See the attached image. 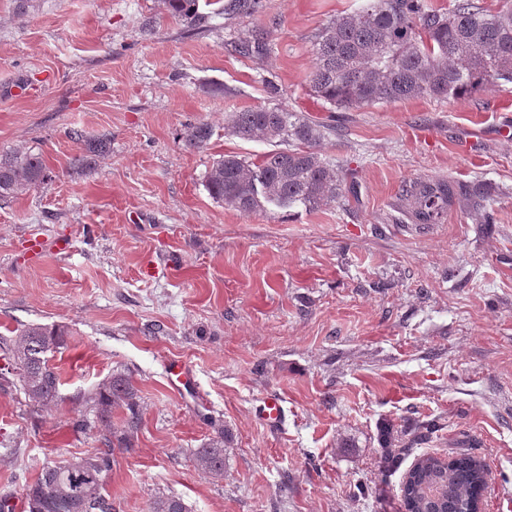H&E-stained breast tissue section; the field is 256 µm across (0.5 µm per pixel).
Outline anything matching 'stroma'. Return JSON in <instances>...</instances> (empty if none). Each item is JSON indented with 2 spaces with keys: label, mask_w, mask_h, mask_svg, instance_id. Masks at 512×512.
Wrapping results in <instances>:
<instances>
[{
  "label": "stroma",
  "mask_w": 512,
  "mask_h": 512,
  "mask_svg": "<svg viewBox=\"0 0 512 512\" xmlns=\"http://www.w3.org/2000/svg\"><path fill=\"white\" fill-rule=\"evenodd\" d=\"M261 2L257 20L209 12L191 28L164 0H31L23 13L0 0V154L33 150L51 171L0 199V340L29 323L69 331L53 358L61 401L36 414L0 386V496L24 512L44 465L97 447L70 425L73 397L121 371L142 424L104 478L112 512H149L160 493L191 512H405L415 461L460 448L491 473L483 512H512V133L499 118L512 84L342 111L319 150L354 171L355 196L245 216L204 176L218 155L256 163L277 145L229 136L228 121L257 106L325 114L305 91L313 42L364 0ZM257 23L266 53L232 52ZM199 120L210 144L186 149ZM103 134L106 156L72 168ZM420 176L492 183L495 223L457 209L401 223L398 188ZM174 360L192 366L194 395L170 386ZM269 396L283 406L274 427L257 416ZM430 419L440 430L386 470L380 425ZM220 428L233 441L215 481L191 453Z\"/></svg>",
  "instance_id": "1"
}]
</instances>
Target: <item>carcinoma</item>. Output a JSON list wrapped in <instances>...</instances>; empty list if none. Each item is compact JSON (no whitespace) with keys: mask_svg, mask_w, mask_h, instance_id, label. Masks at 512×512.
Wrapping results in <instances>:
<instances>
[{"mask_svg":"<svg viewBox=\"0 0 512 512\" xmlns=\"http://www.w3.org/2000/svg\"><path fill=\"white\" fill-rule=\"evenodd\" d=\"M172 18L188 23L204 19L199 0H165ZM217 12L251 19L260 0H215ZM268 31L256 28L235 44L243 56L266 50ZM316 65L309 76L311 95L329 109H350L402 99H458L476 90L512 83V6L492 10L481 0H455L450 10L430 0H367L353 14L328 22L315 39ZM331 131L329 125L283 106L255 107L234 113L227 133L241 140L277 141L288 149L268 153L258 163L224 154L209 169L205 188L218 203L248 216L261 202L292 209L316 210L346 195L352 173L324 158L317 146ZM213 136L204 121L187 127L184 146L206 148ZM102 135L86 141L74 161L89 169L109 151ZM51 178L44 157L32 150L0 155V197H16ZM494 188L482 181L416 177L402 183L398 201L408 222L438 224L457 207L494 223L488 208ZM63 325L32 323L16 330L0 351L16 377L33 413L59 399L61 373L44 357L66 345ZM84 411L72 426L95 428L101 447L82 458L42 467L25 489L27 512H110L103 493V475L112 469V451H131L141 427L137 389L130 376L111 375L96 391L79 396ZM123 413L119 426L112 416ZM385 461L397 467L408 448L395 447L393 429L380 434ZM228 431L218 433L192 452L198 471L224 478V446ZM418 468L406 474L403 487L406 512H467L482 481L479 460L468 453L448 459L424 455ZM150 512H189L176 495L159 494Z\"/></svg>","mask_w":512,"mask_h":512,"instance_id":"carcinoma-1","label":"carcinoma"}]
</instances>
